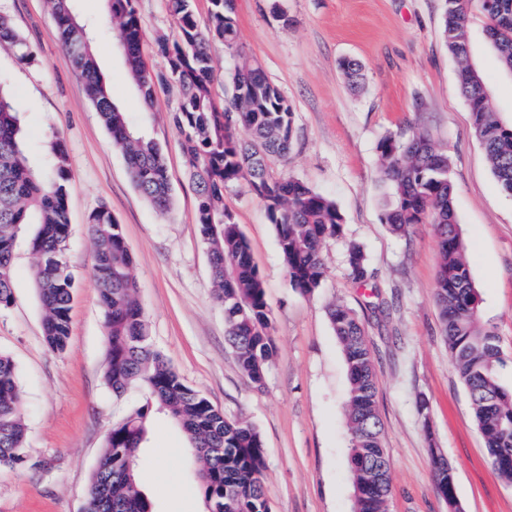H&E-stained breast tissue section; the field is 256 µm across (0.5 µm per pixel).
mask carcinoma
I'll use <instances>...</instances> for the list:
<instances>
[{
	"label": "carcinoma",
	"instance_id": "carcinoma-1",
	"mask_svg": "<svg viewBox=\"0 0 512 512\" xmlns=\"http://www.w3.org/2000/svg\"><path fill=\"white\" fill-rule=\"evenodd\" d=\"M115 22V38L126 69L140 97L142 111L152 110L155 86L174 82L181 100L174 121L182 138L190 179L197 196L196 223L210 257L215 298L224 307L225 340L238 369L255 387L265 381L275 353L272 320L262 277L249 245L231 212L224 208V189L249 181L274 224L286 273L293 288L315 291L325 275L323 247L340 234L344 221L335 201L291 177H272V157L288 156L293 112L260 65L237 49L235 5L210 0L200 22L191 0H166L179 27V38L156 40L164 70H150L142 55V26L135 0H106ZM58 27L61 47L80 72L86 94L123 155L135 189L156 210L171 205V189L162 150L133 128L126 112L112 101L93 53L99 25L80 20L77 0H47ZM480 11L485 31L501 66L512 72V0H445L443 36L448 50L466 58L470 17ZM224 42L236 54L225 78L230 100L218 106L211 93L215 70L209 46ZM0 48L32 61L35 53L0 14ZM341 68L349 82L363 79L361 64L345 59ZM476 138L483 146L501 188L512 195V125L501 122L489 106L484 83L469 65L459 70ZM247 128L241 143L232 127ZM386 188L382 222L397 235L417 224H429L438 239L440 262L435 298L453 364L465 384L481 430L491 467L512 482V391L502 387L499 337L478 325L480 294L465 257L454 209L448 154L437 150L423 133L405 138L387 135L378 144ZM71 176L69 154L59 133H51L50 157L43 173L27 160L19 118L0 88V308L13 301L12 258L18 233L36 226L29 247L35 258L33 278L43 309L46 343L57 352L67 346L74 283L66 272L70 234L67 197ZM94 240L93 273L105 313L104 380L115 394L140 385L145 404L112 425L97 467L85 512H152L140 489L138 471L143 444L154 418L163 415L182 429L199 463V490L207 512H270L263 488L266 453L261 434L243 422L228 419L207 398L188 387L176 369L149 340L145 314L130 274L134 263L112 212L100 207L89 217ZM352 278L367 280L363 248L351 244ZM334 335L342 346L349 377L347 423L351 434L349 463L355 512H387L391 493L382 422L376 407L374 358L356 313L342 305L328 311ZM26 429L16 366L0 353V468L23 462ZM436 484L445 500L455 498L452 470L434 456Z\"/></svg>",
	"mask_w": 512,
	"mask_h": 512
}]
</instances>
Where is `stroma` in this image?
<instances>
[{
    "label": "stroma",
    "mask_w": 512,
    "mask_h": 512,
    "mask_svg": "<svg viewBox=\"0 0 512 512\" xmlns=\"http://www.w3.org/2000/svg\"><path fill=\"white\" fill-rule=\"evenodd\" d=\"M150 70L165 62L157 38L176 39L166 0H136ZM0 13L36 53L34 61L0 53V86L10 95L34 168L59 131L70 158V235L66 258L75 290L70 338L51 351L32 275L33 256L19 242L14 301L0 309V352L14 361L27 443L23 466L0 468V512H82L106 436L144 404L133 385L113 394L104 380V309L93 276L88 219L107 207L134 257L131 274L150 342L183 381L225 416L255 427L266 451L263 482L271 512H354L348 448L349 380L328 317L351 308L373 352L376 403L383 424L392 493L388 512H449L436 488L434 455L447 459L462 512H512V483L490 466L468 390L459 378L435 301L439 247L430 225L410 237L381 220L377 146L389 134L423 132L451 161L454 208L469 269L479 290L480 321L500 340L499 382L512 389V195L500 188L474 135L458 87V60L443 38L444 0H235L238 41L287 98L293 140L287 157L268 162L334 200L342 232L323 247L325 276L309 294L292 287L275 230L247 181L224 191V205L244 234L264 283L276 353L263 387L239 371L225 341L224 309L214 299L206 247L196 224V194L173 115L177 85L157 87L142 111L113 37L97 57L113 101L163 149L172 205L155 210L134 188L120 151L87 99L83 79L63 51L45 0H0ZM471 18L469 61L490 102L512 124V74L504 71ZM359 60L363 88L340 69ZM360 244L371 274L350 275L347 253ZM153 512H206L198 465L180 428L158 417L139 469Z\"/></svg>",
    "instance_id": "1"
}]
</instances>
